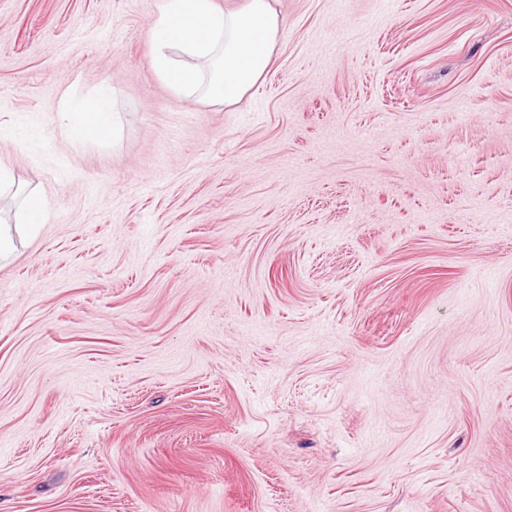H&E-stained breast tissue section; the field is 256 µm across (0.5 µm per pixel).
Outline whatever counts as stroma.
I'll return each mask as SVG.
<instances>
[{
    "label": "stroma",
    "mask_w": 512,
    "mask_h": 512,
    "mask_svg": "<svg viewBox=\"0 0 512 512\" xmlns=\"http://www.w3.org/2000/svg\"><path fill=\"white\" fill-rule=\"evenodd\" d=\"M158 2L0 0V512H512V0H274L230 106ZM65 114L71 116L66 130L76 142H90L102 138L110 123L109 100L103 92L94 104L78 99L67 98L64 102ZM46 216V207L41 198L36 195H29L25 198L20 217L30 232H36L40 224L45 223Z\"/></svg>",
    "instance_id": "obj_1"
}]
</instances>
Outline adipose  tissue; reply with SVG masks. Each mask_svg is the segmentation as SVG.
Returning <instances> with one entry per match:
<instances>
[{"instance_id":"adipose-tissue-1","label":"adipose tissue","mask_w":512,"mask_h":512,"mask_svg":"<svg viewBox=\"0 0 512 512\" xmlns=\"http://www.w3.org/2000/svg\"><path fill=\"white\" fill-rule=\"evenodd\" d=\"M280 28L273 0H245L219 9L214 0H163L152 41L157 73L179 91L231 105L265 74ZM66 130L76 142L102 138L110 123L109 100L68 99Z\"/></svg>"}]
</instances>
